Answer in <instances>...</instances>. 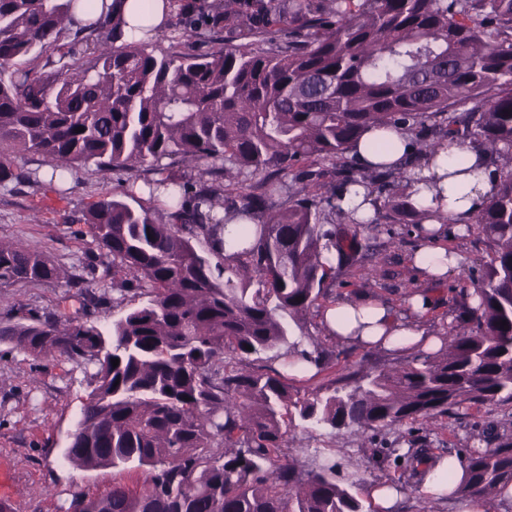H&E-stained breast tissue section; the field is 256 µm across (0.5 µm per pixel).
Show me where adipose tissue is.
<instances>
[{"mask_svg": "<svg viewBox=\"0 0 512 512\" xmlns=\"http://www.w3.org/2000/svg\"><path fill=\"white\" fill-rule=\"evenodd\" d=\"M119 13L125 25L123 39L133 43L144 40L148 27L163 26L164 0H93L92 6L76 7L72 14L73 27H88L101 17ZM411 139L401 130L373 129L365 132L353 149L354 157L362 167L384 165L398 167L412 153ZM412 198L418 209L428 217L419 226L420 243L413 253L415 267L435 278H442L458 266L457 256L448 254L441 239L463 226L469 216L478 210L494 185L488 177L486 158L467 147L451 146L440 150L430 160L415 168ZM446 212L449 221L436 223L435 211ZM435 296L418 292L411 296L413 317L398 316L391 305L368 295L344 299L329 305L322 321L336 339L359 343L368 347L382 346L408 352L422 347L438 346L436 337L425 335L418 321L434 305ZM467 468L463 452L454 451L438 458L434 468L420 486V493L430 501L450 502L455 512H498L502 503L512 501V486L495 498L467 494L460 485Z\"/></svg>", "mask_w": 512, "mask_h": 512, "instance_id": "1", "label": "adipose tissue"}]
</instances>
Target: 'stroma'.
Listing matches in <instances>:
<instances>
[{
    "instance_id": "obj_1",
    "label": "stroma",
    "mask_w": 512,
    "mask_h": 512,
    "mask_svg": "<svg viewBox=\"0 0 512 512\" xmlns=\"http://www.w3.org/2000/svg\"><path fill=\"white\" fill-rule=\"evenodd\" d=\"M252 40L248 27L241 23L203 37L183 34L171 25L156 36L152 48L158 52L174 46L193 54L224 43L240 45ZM14 165L36 173L39 181L34 185L0 186V240L37 244L67 269L80 262H95L96 278L91 286L95 307L86 310L83 295L62 283L2 286L0 326L26 323L46 313L68 318L87 312L101 330H109L123 309L112 302V270L99 264V250L81 217L100 195L110 192L120 198L130 185L134 186L137 199H147L145 182L151 179V172H115L106 180L89 166L78 169L61 183L47 180V165L40 155H17ZM418 242L417 225L379 224L371 235L369 249L360 252L355 261L337 268L328 298L366 293L405 311L409 290L424 285L412 264ZM443 244L464 255L466 262L448 274L444 283L432 287L437 300L424 324L433 334L440 333L452 321L455 290L470 287L473 268L489 259L486 240L476 229L445 238ZM294 335L303 349H312L318 343L334 353L332 361L313 376L289 375L288 383L295 393L315 391L335 380L349 381L367 362L390 368L406 361L405 356L382 349L338 342L324 333L315 312L307 316L301 328L295 329ZM89 391L84 373L65 358L36 359L0 342V465L12 471V512H61L62 506L68 505L72 495L79 491L97 496L116 483L140 487V471L87 470L67 460V435L79 421ZM490 426L512 433V402L439 413L426 420L377 430L367 440L349 430L333 433L299 428L289 445L299 449L305 467L324 459L335 463L340 483L402 486L404 498L399 512H417L416 480L411 469L396 466L391 448L397 445L404 450L414 449L417 457H433L473 445L478 433Z\"/></svg>"
}]
</instances>
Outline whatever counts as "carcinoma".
I'll use <instances>...</instances> for the list:
<instances>
[{"instance_id":"1","label":"carcinoma","mask_w":512,"mask_h":512,"mask_svg":"<svg viewBox=\"0 0 512 512\" xmlns=\"http://www.w3.org/2000/svg\"><path fill=\"white\" fill-rule=\"evenodd\" d=\"M77 4L0 0V68L13 70L0 80V185L33 182L14 168L21 153L60 179L79 166L162 178L136 207L106 193L82 215L113 290L140 299L109 334L53 314L0 327L1 342L89 374L67 459L145 474L138 491L76 492L64 512H375L334 466L303 468L288 450L299 425L364 435L512 401V0H219L198 13L168 0L186 33L245 22L255 40L159 55L116 44L115 12L70 28ZM43 56L46 72L31 76L23 65ZM389 126L420 158L445 143L484 152L497 180L469 218L491 258L457 294L441 349L303 397L286 363L228 366L227 351L242 361L296 349L290 327L336 276L326 253L368 247L336 225L421 223L410 170L361 169L351 155L364 132ZM355 186L371 197L370 219L340 206ZM239 216L251 223L230 224ZM226 233L228 256L213 248ZM94 274L68 273L31 243L0 244V286L85 291ZM494 441L465 449L471 495L512 485V437Z\"/></svg>"}]
</instances>
